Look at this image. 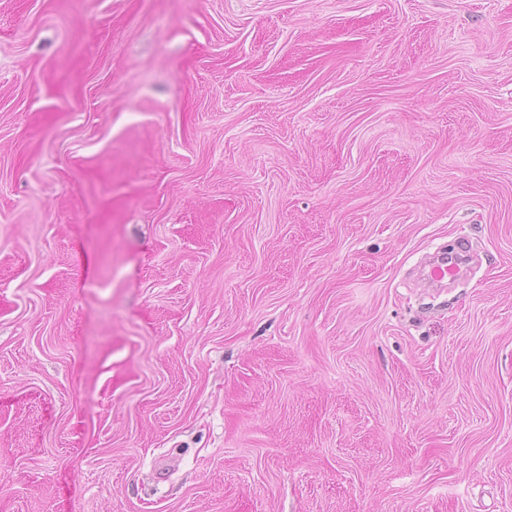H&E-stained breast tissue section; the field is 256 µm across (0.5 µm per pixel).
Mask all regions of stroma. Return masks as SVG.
<instances>
[{"instance_id":"35a3bbf8","label":"stroma","mask_w":512,"mask_h":512,"mask_svg":"<svg viewBox=\"0 0 512 512\" xmlns=\"http://www.w3.org/2000/svg\"><path fill=\"white\" fill-rule=\"evenodd\" d=\"M0 512H512V0H0ZM465 266V265H464ZM464 266L453 261H448L446 256L438 258L430 266L426 274V280L429 285H441L443 281L454 280L460 274L464 273Z\"/></svg>"}]
</instances>
